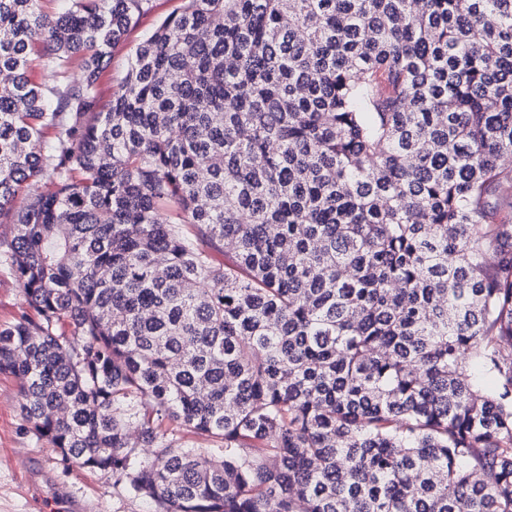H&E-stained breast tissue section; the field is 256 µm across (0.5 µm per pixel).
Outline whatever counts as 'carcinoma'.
<instances>
[{
  "mask_svg": "<svg viewBox=\"0 0 512 512\" xmlns=\"http://www.w3.org/2000/svg\"><path fill=\"white\" fill-rule=\"evenodd\" d=\"M59 2L0 0L36 439L154 512H512V0H184L106 110L151 0ZM182 0H153L149 12L141 15L129 31L127 38L112 49V59L98 81L99 103L103 108L111 105L112 97L126 76L131 53L169 15L177 13Z\"/></svg>",
  "mask_w": 512,
  "mask_h": 512,
  "instance_id": "obj_1",
  "label": "carcinoma"
}]
</instances>
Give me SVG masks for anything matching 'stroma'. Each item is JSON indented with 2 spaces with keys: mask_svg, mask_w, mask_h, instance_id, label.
Listing matches in <instances>:
<instances>
[{
  "mask_svg": "<svg viewBox=\"0 0 512 512\" xmlns=\"http://www.w3.org/2000/svg\"><path fill=\"white\" fill-rule=\"evenodd\" d=\"M182 5L183 0H153L113 48L98 81L101 106L111 105L134 48ZM20 402L18 380L0 375V512H72L75 501L85 503L88 512H152L149 501L129 494L111 472L82 469L37 440L20 415Z\"/></svg>",
  "mask_w": 512,
  "mask_h": 512,
  "instance_id": "1",
  "label": "stroma"
}]
</instances>
